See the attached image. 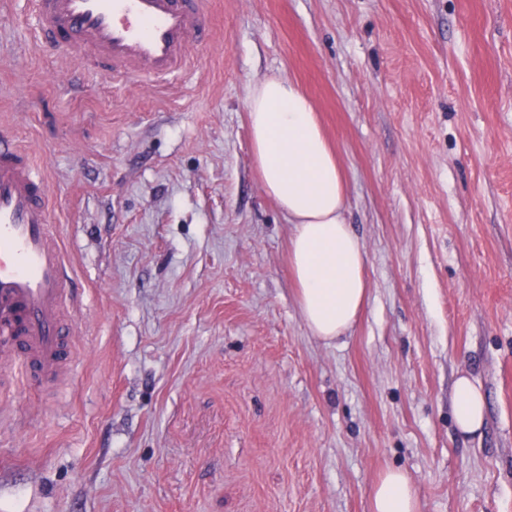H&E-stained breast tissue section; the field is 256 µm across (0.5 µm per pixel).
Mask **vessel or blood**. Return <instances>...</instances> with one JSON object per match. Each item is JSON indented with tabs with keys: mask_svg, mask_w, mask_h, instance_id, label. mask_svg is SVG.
Wrapping results in <instances>:
<instances>
[{
	"mask_svg": "<svg viewBox=\"0 0 512 512\" xmlns=\"http://www.w3.org/2000/svg\"><path fill=\"white\" fill-rule=\"evenodd\" d=\"M213 0H34L41 44L115 83L161 80L193 64ZM46 177L0 129V374L53 381L69 369L70 260L50 224Z\"/></svg>",
	"mask_w": 512,
	"mask_h": 512,
	"instance_id": "vessel-or-blood-1",
	"label": "vessel or blood"
}]
</instances>
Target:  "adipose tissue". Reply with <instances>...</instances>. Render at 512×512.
I'll list each match as a JSON object with an SVG mask.
<instances>
[{
	"label": "adipose tissue",
	"mask_w": 512,
	"mask_h": 512,
	"mask_svg": "<svg viewBox=\"0 0 512 512\" xmlns=\"http://www.w3.org/2000/svg\"><path fill=\"white\" fill-rule=\"evenodd\" d=\"M247 111L263 189L293 226L289 258L302 318L313 336L332 341L354 325L367 295V257L345 217L338 158L308 97L290 79L274 74L250 84ZM453 415L461 433L484 426L485 396L469 377L454 383ZM370 512H420L405 471L380 477Z\"/></svg>",
	"instance_id": "adipose-tissue-1"
}]
</instances>
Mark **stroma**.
I'll use <instances>...</instances> for the list:
<instances>
[{
	"label": "stroma",
	"mask_w": 512,
	"mask_h": 512,
	"mask_svg": "<svg viewBox=\"0 0 512 512\" xmlns=\"http://www.w3.org/2000/svg\"><path fill=\"white\" fill-rule=\"evenodd\" d=\"M195 69L115 85L0 5V123L36 156L80 312L69 373L0 394V512H512V0H213ZM310 97L368 294L312 336L248 86ZM487 399L455 430L452 387ZM453 415L458 430L463 434H476L484 426L485 396L468 376H460L454 383ZM410 478L401 469H389L373 487L370 512H420Z\"/></svg>",
	"instance_id": "1"
}]
</instances>
